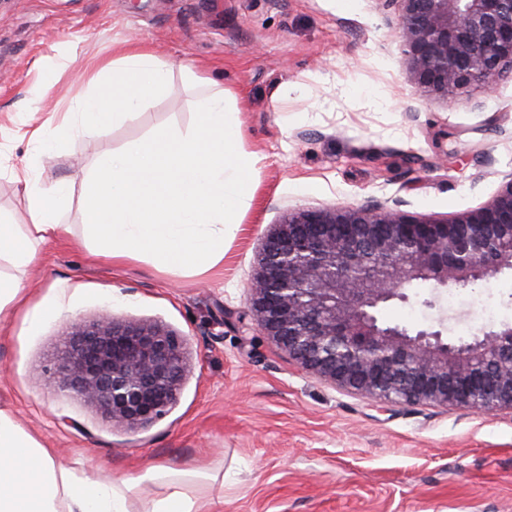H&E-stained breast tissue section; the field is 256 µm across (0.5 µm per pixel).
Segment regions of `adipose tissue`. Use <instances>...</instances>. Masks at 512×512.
Wrapping results in <instances>:
<instances>
[{
    "instance_id": "ef3b65f1",
    "label": "adipose tissue",
    "mask_w": 512,
    "mask_h": 512,
    "mask_svg": "<svg viewBox=\"0 0 512 512\" xmlns=\"http://www.w3.org/2000/svg\"><path fill=\"white\" fill-rule=\"evenodd\" d=\"M85 91L76 95L63 124L53 133L39 135L44 156L58 150L61 139L135 118L150 108L168 85L169 72L151 48L123 49L118 62L102 65L81 76ZM111 107H104V96ZM28 199L25 221L0 224V260L16 270L32 266L41 244L62 236L59 218L72 203L70 182L23 181ZM161 481L158 496L145 500L142 512H206L197 479L217 482V475L193 470L152 467L142 475ZM134 485L104 479L93 468L64 466L50 448L19 421L0 408V512H129Z\"/></svg>"
}]
</instances>
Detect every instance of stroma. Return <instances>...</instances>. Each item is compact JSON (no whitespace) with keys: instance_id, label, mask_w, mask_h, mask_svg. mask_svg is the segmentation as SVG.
<instances>
[{"instance_id":"obj_1","label":"stroma","mask_w":512,"mask_h":512,"mask_svg":"<svg viewBox=\"0 0 512 512\" xmlns=\"http://www.w3.org/2000/svg\"><path fill=\"white\" fill-rule=\"evenodd\" d=\"M386 15L382 0H0V217L26 213L17 174L73 186L69 234L25 273L0 261L51 312L36 327L20 311L0 321V407L56 461L96 464L112 481L156 464L218 470L223 488L200 489L213 512H512V411L378 403L306 373L249 312L258 253L287 212L399 200L441 219L486 203L512 173V76L472 87L473 105H446L406 81ZM141 42L169 67L166 92L43 157L32 131L62 123L74 76ZM186 64L236 94L245 147L266 157L254 199L207 271L112 263L86 231L83 172L103 145L193 125ZM405 292L378 307L380 322L414 332L440 320L452 342L512 324L508 270ZM105 311L186 338L188 371L162 419L115 424L49 385L71 325Z\"/></svg>"}]
</instances>
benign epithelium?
<instances>
[{
	"instance_id": "obj_1",
	"label": "benign epithelium",
	"mask_w": 512,
	"mask_h": 512,
	"mask_svg": "<svg viewBox=\"0 0 512 512\" xmlns=\"http://www.w3.org/2000/svg\"><path fill=\"white\" fill-rule=\"evenodd\" d=\"M406 80L446 102L478 104L473 85L512 74V0H384ZM401 202L290 211L275 225L249 286L265 336L308 373L381 402L512 409V324L471 343L439 330L379 323L382 303L432 281L465 287L512 270V176L487 203L423 219ZM186 339L156 323L103 314L72 324L51 377L106 418L139 426L164 417L187 365Z\"/></svg>"
}]
</instances>
